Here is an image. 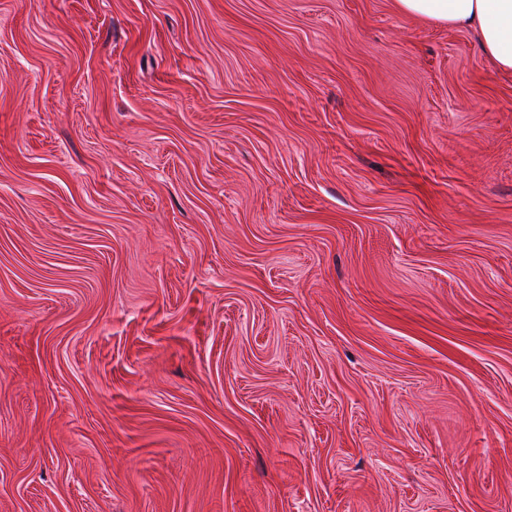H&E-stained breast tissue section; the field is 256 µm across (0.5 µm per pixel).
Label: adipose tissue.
<instances>
[{
  "instance_id": "ef3b65f1",
  "label": "adipose tissue",
  "mask_w": 512,
  "mask_h": 512,
  "mask_svg": "<svg viewBox=\"0 0 512 512\" xmlns=\"http://www.w3.org/2000/svg\"><path fill=\"white\" fill-rule=\"evenodd\" d=\"M394 5L407 15L472 29L495 70L512 74V0H394Z\"/></svg>"
}]
</instances>
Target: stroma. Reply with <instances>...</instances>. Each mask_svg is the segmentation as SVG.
<instances>
[{
  "label": "stroma",
  "instance_id": "35a3bbf8",
  "mask_svg": "<svg viewBox=\"0 0 512 512\" xmlns=\"http://www.w3.org/2000/svg\"><path fill=\"white\" fill-rule=\"evenodd\" d=\"M0 512H512V75L393 0H0Z\"/></svg>",
  "mask_w": 512,
  "mask_h": 512
}]
</instances>
